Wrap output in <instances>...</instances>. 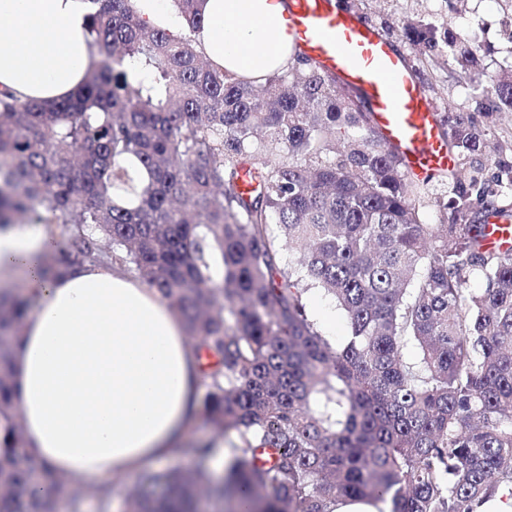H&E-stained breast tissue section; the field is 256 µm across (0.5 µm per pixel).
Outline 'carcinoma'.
I'll use <instances>...</instances> for the list:
<instances>
[{
	"mask_svg": "<svg viewBox=\"0 0 512 512\" xmlns=\"http://www.w3.org/2000/svg\"><path fill=\"white\" fill-rule=\"evenodd\" d=\"M88 2L101 60L75 92H0V225L58 235L48 272L113 264L157 289L206 359L199 414L238 438L220 473L201 464L212 445L178 449L200 462L141 477L123 512L226 497L245 512H333L351 497L478 512L511 486L512 249L484 237L512 214V144L485 140L512 112V76L449 27L396 24L478 91L473 110L436 113L454 157L442 197L405 173L363 97L298 49L286 70L235 78L196 50L203 0H172L178 37L134 0ZM313 289L344 313L345 343L312 318ZM32 306L0 299V512H81L87 498L108 512L109 490L74 488L23 449L14 345Z\"/></svg>",
	"mask_w": 512,
	"mask_h": 512,
	"instance_id": "1",
	"label": "carcinoma"
}]
</instances>
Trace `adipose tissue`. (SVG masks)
I'll return each instance as SVG.
<instances>
[{
  "label": "adipose tissue",
  "instance_id": "ef3b65f1",
  "mask_svg": "<svg viewBox=\"0 0 512 512\" xmlns=\"http://www.w3.org/2000/svg\"><path fill=\"white\" fill-rule=\"evenodd\" d=\"M87 13L85 0H0V90L67 96L100 60ZM204 16L195 39L214 64L238 75L291 65L271 0H206ZM60 246L40 226L0 227V288L36 298L16 343L24 449L75 487L154 470L197 423V351L157 290L123 268L46 272Z\"/></svg>",
  "mask_w": 512,
  "mask_h": 512
}]
</instances>
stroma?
I'll list each match as a JSON object with an SVG mask.
<instances>
[{
    "label": "stroma",
    "mask_w": 512,
    "mask_h": 512,
    "mask_svg": "<svg viewBox=\"0 0 512 512\" xmlns=\"http://www.w3.org/2000/svg\"><path fill=\"white\" fill-rule=\"evenodd\" d=\"M358 13L370 24L390 30L396 21L409 19L469 33L483 45L490 70L512 68V0H360ZM389 38L417 62L418 81L436 106L452 101L473 107L472 89L452 76L447 59L418 63V54L408 41L392 30ZM309 308L332 343H343L348 325L335 304L315 291L309 296Z\"/></svg>",
    "instance_id": "stroma-1"
}]
</instances>
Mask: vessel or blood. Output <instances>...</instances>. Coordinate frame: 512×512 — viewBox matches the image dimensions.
Wrapping results in <instances>:
<instances>
[{
    "label": "vessel or blood",
    "mask_w": 512,
    "mask_h": 512,
    "mask_svg": "<svg viewBox=\"0 0 512 512\" xmlns=\"http://www.w3.org/2000/svg\"><path fill=\"white\" fill-rule=\"evenodd\" d=\"M280 21L324 71L363 91L379 135L399 154L408 175L422 179L452 167L434 105L404 53L378 29L339 8L337 0H284Z\"/></svg>",
    "instance_id": "obj_1"
}]
</instances>
